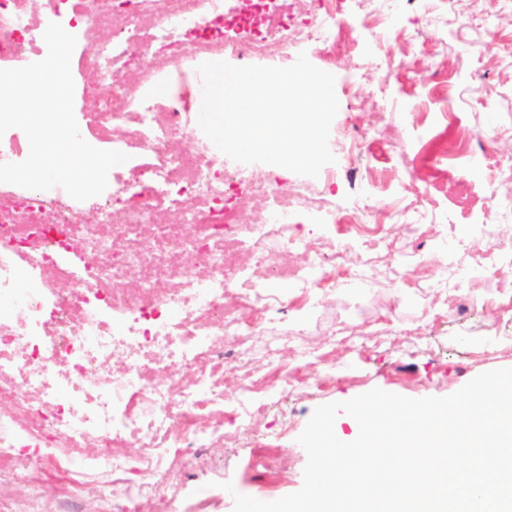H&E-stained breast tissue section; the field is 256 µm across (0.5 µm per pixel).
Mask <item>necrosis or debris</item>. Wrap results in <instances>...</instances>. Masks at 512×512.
Masks as SVG:
<instances>
[{
    "label": "necrosis or debris",
    "instance_id": "obj_1",
    "mask_svg": "<svg viewBox=\"0 0 512 512\" xmlns=\"http://www.w3.org/2000/svg\"><path fill=\"white\" fill-rule=\"evenodd\" d=\"M191 2L164 17L158 0H134L132 22L99 47L97 68L113 81L139 66L143 49L177 58L164 122L140 97V124L126 137L127 115L113 109L118 87L93 114L101 149L121 152L132 142L142 154L108 193L84 204L60 187L0 183V297L20 305L0 308V512H39L44 470L71 463L87 442L98 451L85 465L113 471L122 467L113 449L199 448L220 435L224 370L237 362L225 337L260 331L262 315L284 310L280 294L252 282L256 317L248 320L225 305L224 291L236 285L243 247L271 231L292 241V211L263 186L225 179L214 145L181 155L167 145L201 132L189 107L197 89L190 60L216 47L236 58L273 55L290 28L315 43L325 28L296 18L294 0ZM47 27L26 0H0V60L27 57ZM261 205L267 223L241 222L242 211ZM335 264L322 246L306 266L276 275L311 288ZM196 266L207 277L191 275ZM93 365L101 380L89 379Z\"/></svg>",
    "mask_w": 512,
    "mask_h": 512
}]
</instances>
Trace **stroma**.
Here are the masks:
<instances>
[{
    "label": "stroma",
    "instance_id": "35a3bbf8",
    "mask_svg": "<svg viewBox=\"0 0 512 512\" xmlns=\"http://www.w3.org/2000/svg\"><path fill=\"white\" fill-rule=\"evenodd\" d=\"M308 19L335 13L325 48L300 38L288 59L306 53L331 69L345 136L330 139L335 178H315L263 163L227 161L225 177L245 175L277 197L311 211L350 214L379 226L360 235L338 224H302L299 247L275 235L258 248L272 261L304 266L303 243L328 241L339 257L334 283L301 290L278 283L251 255L247 276L278 289L290 307L253 336H228L225 352H244L243 369L224 372V436L177 452L181 480L146 473L139 448L108 473L70 470L82 487L76 512H101L100 490L119 512L135 498L139 512L172 505L187 512L200 499L209 512H233L235 494L271 502L303 484L307 454L297 438L313 410L379 388L407 398L446 397L481 373L512 368V274L475 257L480 224L512 225V0H302ZM111 20L76 43L70 63L74 115L87 142V120L107 82L92 81L91 62ZM368 280L358 283L357 272ZM279 348L291 383L258 394L248 427L236 403L245 375L264 378L263 347ZM330 355L336 370L317 360Z\"/></svg>",
    "mask_w": 512,
    "mask_h": 512
}]
</instances>
